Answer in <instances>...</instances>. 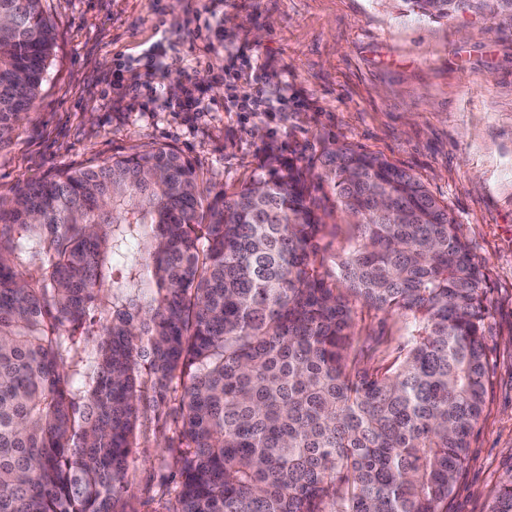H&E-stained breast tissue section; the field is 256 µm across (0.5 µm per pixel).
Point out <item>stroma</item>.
Returning <instances> with one entry per match:
<instances>
[{
    "label": "stroma",
    "instance_id": "1",
    "mask_svg": "<svg viewBox=\"0 0 512 512\" xmlns=\"http://www.w3.org/2000/svg\"><path fill=\"white\" fill-rule=\"evenodd\" d=\"M56 31L33 112L0 144V194L22 181L158 145L213 191L256 171L267 143L320 172L336 140L408 169L447 204L484 265L489 388L448 512H491L512 477V26L466 12L432 21L398 0H45ZM204 111L171 106L185 80ZM282 99L246 112L243 94ZM353 244L327 219L323 270ZM367 365L393 360L399 321L358 306ZM129 512H165L168 427L147 417Z\"/></svg>",
    "mask_w": 512,
    "mask_h": 512
}]
</instances>
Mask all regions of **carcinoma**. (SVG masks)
I'll use <instances>...</instances> for the list:
<instances>
[{
	"label": "carcinoma",
	"instance_id": "1",
	"mask_svg": "<svg viewBox=\"0 0 512 512\" xmlns=\"http://www.w3.org/2000/svg\"><path fill=\"white\" fill-rule=\"evenodd\" d=\"M429 20L512 0H398ZM43 0H0V142L39 95ZM269 143L231 192L161 145L0 196V512H125L148 411L167 512H448L487 402L485 274L413 173ZM327 184L356 228L320 271ZM403 320L361 365L350 298ZM492 512H512V481Z\"/></svg>",
	"mask_w": 512,
	"mask_h": 512
}]
</instances>
